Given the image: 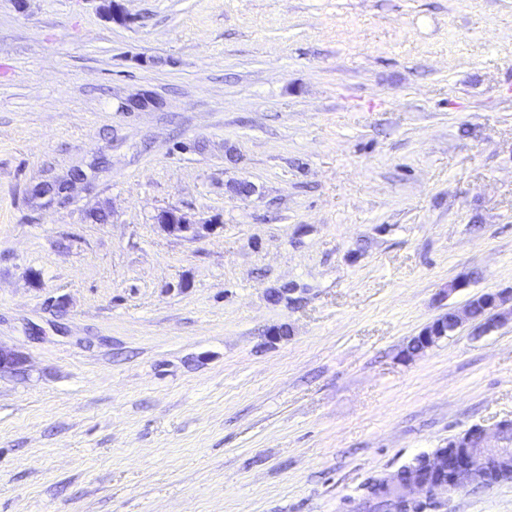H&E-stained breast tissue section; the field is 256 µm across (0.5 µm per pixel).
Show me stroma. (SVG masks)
<instances>
[{"instance_id": "1", "label": "stroma", "mask_w": 512, "mask_h": 512, "mask_svg": "<svg viewBox=\"0 0 512 512\" xmlns=\"http://www.w3.org/2000/svg\"><path fill=\"white\" fill-rule=\"evenodd\" d=\"M100 6L0 0V512H374L468 430L512 448V323L402 355L512 291V0ZM85 181H87V178L80 177V178H70V181L65 180L64 181L65 184L63 182L57 180V179H53L51 181L40 182V183L36 184L31 189L30 197L33 200L44 199V194L48 193V192H51V193H53L54 195H56L58 197H62L65 189L67 188L66 195L64 197L58 198V199H55V200L48 199V201H47L48 204L56 203V204H59V205H65L66 201L68 200V190H69V188H70V191H71V189H72V187H73V185L75 183H77V182H85ZM65 185H66V188H65ZM154 220L165 232L185 238L197 237L201 230H206L205 225L193 223L182 210L176 207L159 210ZM440 318L435 319L423 328V330L412 338L409 345L404 350L407 356L415 355L434 345L442 336L438 335L441 322Z\"/></svg>"}]
</instances>
